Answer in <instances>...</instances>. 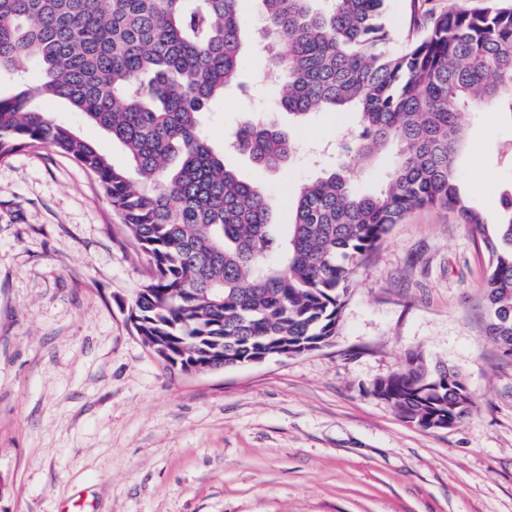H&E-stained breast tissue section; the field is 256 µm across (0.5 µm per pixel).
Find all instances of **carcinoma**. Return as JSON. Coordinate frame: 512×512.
<instances>
[{
	"instance_id": "cac0c4a2",
	"label": "carcinoma",
	"mask_w": 512,
	"mask_h": 512,
	"mask_svg": "<svg viewBox=\"0 0 512 512\" xmlns=\"http://www.w3.org/2000/svg\"><path fill=\"white\" fill-rule=\"evenodd\" d=\"M256 2L253 49L283 75L278 107L299 125L316 111L359 116L329 174L288 203V235L275 234L267 193L242 180L201 127L229 88L247 93L239 0H0V74L28 62L43 74L0 96V159L47 147L97 179L150 270L132 309L136 331L168 366L229 368L328 345L358 269L428 205L456 210L483 243L486 335L512 357V189L489 224L464 203L454 166L459 108L492 103L512 114V0L425 9L399 50L382 22L388 0ZM37 96L63 99L104 129L127 165L33 109ZM393 144L385 189L360 191L354 161ZM233 149L276 169L295 145L253 116ZM372 395L424 430L451 428L475 408L463 375L420 353L376 380Z\"/></svg>"
}]
</instances>
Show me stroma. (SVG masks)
I'll return each mask as SVG.
<instances>
[{
    "mask_svg": "<svg viewBox=\"0 0 512 512\" xmlns=\"http://www.w3.org/2000/svg\"><path fill=\"white\" fill-rule=\"evenodd\" d=\"M250 99L210 107L223 149L254 112L296 144L265 169L226 164L271 195V221L321 175L312 155L357 118L289 123L264 56L246 52ZM33 108L114 164L122 147L63 100ZM460 193L496 223L512 162V115L463 111ZM95 178L46 147L0 160V512H512V359L486 335V260L444 207L395 225L357 274L333 342L292 358L208 373L166 366L131 320L149 280ZM459 370L476 408L425 431L372 393L409 352Z\"/></svg>",
    "mask_w": 512,
    "mask_h": 512,
    "instance_id": "1",
    "label": "stroma"
}]
</instances>
